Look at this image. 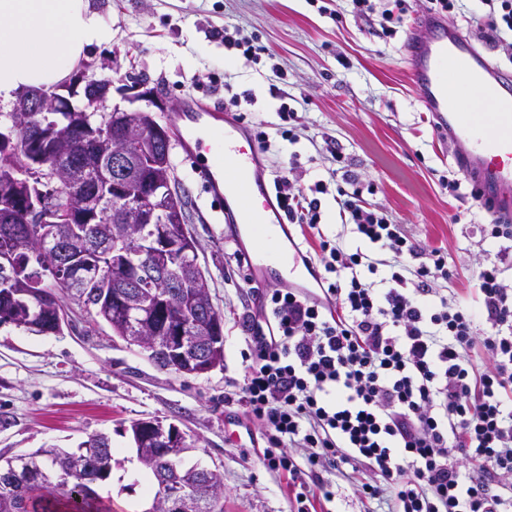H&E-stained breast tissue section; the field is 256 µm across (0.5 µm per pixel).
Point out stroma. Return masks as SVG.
Masks as SVG:
<instances>
[{
    "instance_id": "stroma-1",
    "label": "stroma",
    "mask_w": 512,
    "mask_h": 512,
    "mask_svg": "<svg viewBox=\"0 0 512 512\" xmlns=\"http://www.w3.org/2000/svg\"><path fill=\"white\" fill-rule=\"evenodd\" d=\"M112 29V42L95 49L98 77L108 79L106 109L140 108L154 95L183 110L186 100L217 109L250 133L266 132L269 171L288 172L294 186L327 185L321 229L332 241L356 247L351 225L341 223L332 194L336 169L373 184L368 207L382 209L422 246L439 248L454 275L436 279L443 293L475 305L479 267L498 258V244L483 236L491 217L469 184L448 191L452 149L419 101L405 45L424 13L408 0L404 28L386 37L378 14H352L347 0H90ZM482 0H461L446 16L502 70L512 60L473 27ZM238 27L268 51L259 59L225 48L224 30ZM299 120L286 124L280 106ZM293 129L296 142L282 132ZM333 140L343 160L325 151ZM179 186L189 196L188 229L214 307L224 319V364L183 376L156 368L141 348L113 335L70 304L74 328L38 335L0 325V455L10 457L51 444L73 448L91 435L110 436L114 512H144L145 472L128 429L132 422L175 424L193 444L187 464L217 472L224 512H290L288 478L267 470L256 450L264 427L226 393L242 383L246 348L239 317L250 307V273L241 248L224 232L216 204L191 170L181 147L172 150Z\"/></svg>"
}]
</instances>
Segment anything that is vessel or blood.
I'll return each instance as SVG.
<instances>
[{
  "label": "vessel or blood",
  "mask_w": 512,
  "mask_h": 512,
  "mask_svg": "<svg viewBox=\"0 0 512 512\" xmlns=\"http://www.w3.org/2000/svg\"><path fill=\"white\" fill-rule=\"evenodd\" d=\"M423 31L407 43V63L420 101L439 133L453 146L455 167L495 217L512 219V73L503 72L462 33L438 18L427 17ZM489 105L487 127L476 128L471 97ZM213 113L183 111L169 122L180 132L181 146L196 159V172L215 199L233 197L231 224L246 234L274 243L288 237L265 177L262 151L249 131L233 121L213 126ZM299 253L281 257L254 253L250 272L262 287L284 271H296Z\"/></svg>",
  "instance_id": "vessel-or-blood-1"
}]
</instances>
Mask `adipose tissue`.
Listing matches in <instances>:
<instances>
[{
    "instance_id": "ef3b65f1",
    "label": "adipose tissue",
    "mask_w": 512,
    "mask_h": 512,
    "mask_svg": "<svg viewBox=\"0 0 512 512\" xmlns=\"http://www.w3.org/2000/svg\"><path fill=\"white\" fill-rule=\"evenodd\" d=\"M111 39L89 0H0V99L65 83Z\"/></svg>"
}]
</instances>
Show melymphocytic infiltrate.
Listing matches in <instances>:
<instances>
[{"label":"lymphocytic infiltrate","instance_id":"lymphocytic-infiltrate-1","mask_svg":"<svg viewBox=\"0 0 512 512\" xmlns=\"http://www.w3.org/2000/svg\"><path fill=\"white\" fill-rule=\"evenodd\" d=\"M478 29L512 52V0H483ZM336 189L342 223L391 256V287L363 280L359 249L319 242L333 280L319 296L265 293L243 315L249 352L238 400L260 421L267 469L288 477L295 512H326L339 492L326 472L365 474L361 500L387 512H512V286L497 262L476 278L478 308L438 294L452 275L355 176ZM289 223L319 226L323 183L306 191L274 178ZM490 332L480 333L478 316Z\"/></svg>","mask_w":512,"mask_h":512}]
</instances>
